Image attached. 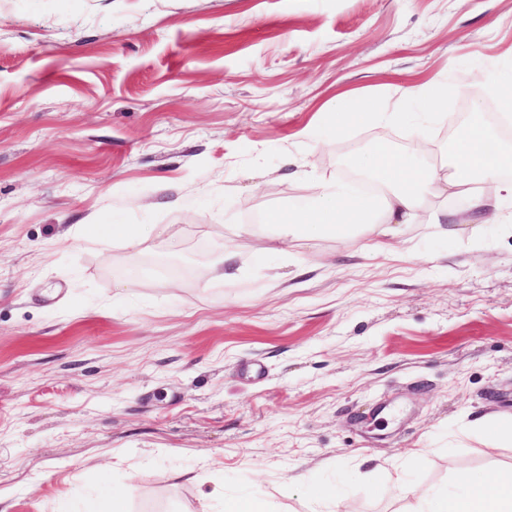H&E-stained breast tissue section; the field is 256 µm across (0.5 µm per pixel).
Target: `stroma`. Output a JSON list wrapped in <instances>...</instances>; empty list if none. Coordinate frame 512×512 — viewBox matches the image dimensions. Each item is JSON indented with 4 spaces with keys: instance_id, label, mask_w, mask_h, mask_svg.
Masks as SVG:
<instances>
[{
    "instance_id": "1",
    "label": "stroma",
    "mask_w": 512,
    "mask_h": 512,
    "mask_svg": "<svg viewBox=\"0 0 512 512\" xmlns=\"http://www.w3.org/2000/svg\"><path fill=\"white\" fill-rule=\"evenodd\" d=\"M479 64L512 76V0H0V512H407L512 469L476 429L512 423L511 221L270 250L417 121L451 158ZM437 79L434 111L403 93ZM341 96L374 110L340 134ZM179 232L169 225L146 224V225H127V224H88L79 229L76 233L78 242H87L91 240L105 241L109 237L122 239L130 248L138 247L143 240L152 235L167 234L169 238H177Z\"/></svg>"
}]
</instances>
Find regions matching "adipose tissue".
<instances>
[{
	"mask_svg": "<svg viewBox=\"0 0 512 512\" xmlns=\"http://www.w3.org/2000/svg\"><path fill=\"white\" fill-rule=\"evenodd\" d=\"M410 138V156H397L376 144L363 160L362 167L373 175L379 193L366 194L342 183L321 184L303 204L273 215L272 223L303 239L359 228L381 239L385 250L403 225L426 220L432 199L465 198L468 211L459 222L469 226L473 235H482L488 225L501 223L500 204L512 201V180L502 175L506 158L492 149L481 117H474L459 131L455 164L446 169L415 167L414 157L428 154L430 143L421 126L411 130ZM155 234L172 239L178 236L175 228L161 224H88L77 231L76 239L102 242L119 238L135 248ZM412 512H512V470L500 473L491 485L466 479L450 491H423Z\"/></svg>",
	"mask_w": 512,
	"mask_h": 512,
	"instance_id": "ef3b65f1",
	"label": "adipose tissue"
}]
</instances>
